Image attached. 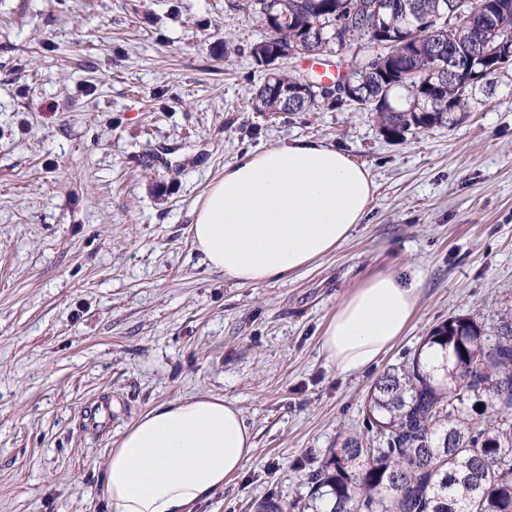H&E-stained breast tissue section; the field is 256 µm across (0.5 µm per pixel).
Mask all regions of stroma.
<instances>
[{
	"label": "stroma",
	"instance_id": "35a3bbf8",
	"mask_svg": "<svg viewBox=\"0 0 512 512\" xmlns=\"http://www.w3.org/2000/svg\"><path fill=\"white\" fill-rule=\"evenodd\" d=\"M263 35L227 0H0V512H107L115 442L203 394L237 403L255 451L191 512L291 501L298 460L360 429L369 389L435 326L512 307V69L457 125L393 140L349 106L252 111ZM293 139L368 170L366 218L315 266L241 285L194 243V203ZM389 271L418 288L408 329L340 373L327 321Z\"/></svg>",
	"mask_w": 512,
	"mask_h": 512
}]
</instances>
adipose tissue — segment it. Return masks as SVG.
Listing matches in <instances>:
<instances>
[{"label":"adipose tissue","mask_w":512,"mask_h":512,"mask_svg":"<svg viewBox=\"0 0 512 512\" xmlns=\"http://www.w3.org/2000/svg\"><path fill=\"white\" fill-rule=\"evenodd\" d=\"M373 193L368 171L320 143L293 140L225 166L200 197L190 232L208 263L258 286L311 267L362 223ZM414 285L392 272L364 278L337 305L321 337L327 363L356 375L403 335ZM240 409L221 396L162 403L141 416L106 461L109 512H187L253 459Z\"/></svg>","instance_id":"ef3b65f1"}]
</instances>
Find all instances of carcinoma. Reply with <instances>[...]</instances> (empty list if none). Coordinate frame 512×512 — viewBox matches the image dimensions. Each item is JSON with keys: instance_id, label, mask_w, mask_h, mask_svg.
I'll use <instances>...</instances> for the list:
<instances>
[{"instance_id": "cac0c4a2", "label": "carcinoma", "mask_w": 512, "mask_h": 512, "mask_svg": "<svg viewBox=\"0 0 512 512\" xmlns=\"http://www.w3.org/2000/svg\"><path fill=\"white\" fill-rule=\"evenodd\" d=\"M454 0H230L229 8L265 31L255 62L268 71L254 92L257 112H316L352 105L371 112L396 139L410 129L451 127L473 97L448 80V14ZM430 21L427 28L421 21ZM400 34L392 54L378 32ZM489 39L478 18L458 37L477 50ZM367 54L343 75L356 97L284 95L301 74L281 67L287 52L344 65L353 47ZM403 93L405 105L393 106ZM456 111H448V104ZM438 347L432 366L426 351ZM481 408H476V405ZM486 423H481V419ZM363 429L341 436L309 469L308 493L289 505L274 496L256 512H512V313L493 335L470 316H450L434 327L407 359L371 388Z\"/></svg>"}]
</instances>
